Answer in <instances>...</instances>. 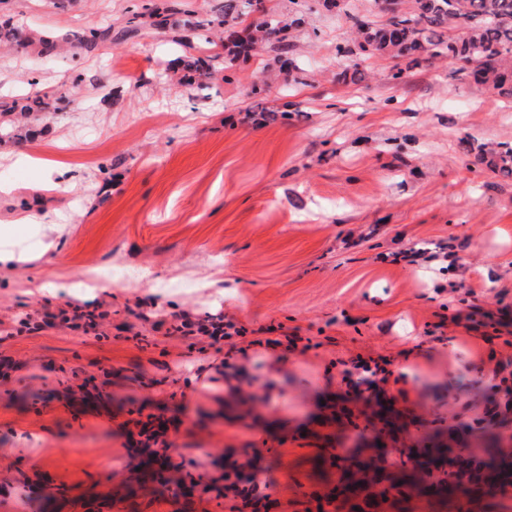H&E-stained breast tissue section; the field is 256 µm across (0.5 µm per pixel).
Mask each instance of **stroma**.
<instances>
[{
	"instance_id": "1",
	"label": "stroma",
	"mask_w": 512,
	"mask_h": 512,
	"mask_svg": "<svg viewBox=\"0 0 512 512\" xmlns=\"http://www.w3.org/2000/svg\"><path fill=\"white\" fill-rule=\"evenodd\" d=\"M158 0H0V14L74 33ZM298 17L290 53L303 82L257 49L206 89L159 79L197 54L150 33L35 63L0 54V96L59 89L70 104L35 140L0 141V233L43 246L0 268V512L33 495L44 512H228L218 492L172 503L133 469L138 415L174 423L170 454L211 483L224 457L263 451L271 512H307L335 487L322 458L350 453L376 411L348 391L344 365L380 364L403 427L391 448L481 445L476 421L495 384L489 351L512 355V176L476 147L512 145V99L463 81L447 63L403 83L390 59L340 80L344 11L383 22L373 0H263ZM264 92L277 112L252 109ZM59 287L47 293L48 284ZM70 305L107 312L91 331L41 322ZM220 314L245 330L232 361L254 396L219 414L223 354L165 334ZM300 336L307 349L269 347ZM283 358L277 385L261 373ZM416 376L395 380L405 365Z\"/></svg>"
}]
</instances>
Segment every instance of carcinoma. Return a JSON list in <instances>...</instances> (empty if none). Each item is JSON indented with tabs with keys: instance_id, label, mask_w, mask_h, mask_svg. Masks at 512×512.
Segmentation results:
<instances>
[{
	"instance_id": "cac0c4a2",
	"label": "carcinoma",
	"mask_w": 512,
	"mask_h": 512,
	"mask_svg": "<svg viewBox=\"0 0 512 512\" xmlns=\"http://www.w3.org/2000/svg\"><path fill=\"white\" fill-rule=\"evenodd\" d=\"M375 0L379 10L386 14L380 24L356 13H345L354 38L336 46V54L352 65V71H343L340 77L356 79L359 61L367 56L389 57L395 60L391 79L398 81L410 70L421 67L433 58H443L457 66L465 77L479 70L475 83L502 97L512 99V0H417L413 12L397 7L398 0L384 7ZM262 11L260 0H224L212 14L187 15L183 25L213 43L211 36L219 35L221 51L207 52L183 62L173 59L167 71L178 72L186 68L190 81L198 88L208 87V81L220 70L230 71L240 56L260 46L276 53L274 63L296 72L294 81L300 83L302 68L288 58L290 42L288 29L299 24L294 19L287 23L276 16L265 22L240 26L244 17ZM177 10L171 6L154 8L149 12L130 11L128 18L118 25L110 23L70 36L31 29L19 19L0 22V46L35 59L50 58L69 45L76 51L92 52L106 45H119L155 28L156 18H163L162 30L167 31L175 22ZM68 98L60 92L30 91L10 100L0 99V137L21 140L30 135L34 124L64 112ZM491 158L480 157L490 169L511 173L512 148L490 152ZM491 443L482 448L457 451L455 457L444 461L448 449L439 448L436 467L414 468L413 455L408 448H398L392 473L401 476L402 484H394L380 496L371 495L367 505L379 509L386 505L405 512L402 504L409 502L407 487H421L429 493L444 494L449 512H476L488 496L487 486L493 482L512 481V448L499 445L493 431H488ZM340 473L336 488L355 495L369 488L372 478H381L382 469L372 459L353 456L332 461Z\"/></svg>"
}]
</instances>
